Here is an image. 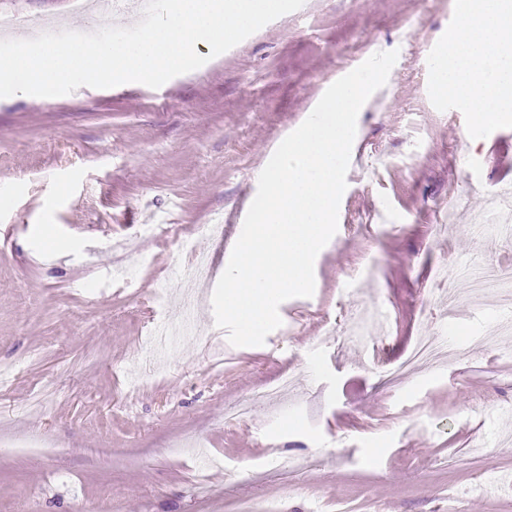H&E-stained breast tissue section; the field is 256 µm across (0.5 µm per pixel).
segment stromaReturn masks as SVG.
I'll list each match as a JSON object with an SVG mask.
<instances>
[{"mask_svg":"<svg viewBox=\"0 0 512 512\" xmlns=\"http://www.w3.org/2000/svg\"><path fill=\"white\" fill-rule=\"evenodd\" d=\"M305 2L157 89L0 98V512H512V335L494 333L512 302L450 273L512 269V240L470 230L512 189V120L474 127L436 88L456 0ZM0 11L78 31L96 16L89 0ZM393 49L354 140L381 165L349 181L313 296L282 303L260 346H232L208 299L192 335L150 346L183 314L179 240L221 276L277 144ZM371 305L387 324L352 345ZM425 336L446 357L411 362Z\"/></svg>","mask_w":512,"mask_h":512,"instance_id":"35a3bbf8","label":"stroma"}]
</instances>
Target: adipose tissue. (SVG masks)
<instances>
[{
	"mask_svg": "<svg viewBox=\"0 0 512 512\" xmlns=\"http://www.w3.org/2000/svg\"><path fill=\"white\" fill-rule=\"evenodd\" d=\"M456 17L457 32L436 62V86L475 125H494L512 115V0H457Z\"/></svg>",
	"mask_w": 512,
	"mask_h": 512,
	"instance_id": "obj_1",
	"label": "adipose tissue"
}]
</instances>
